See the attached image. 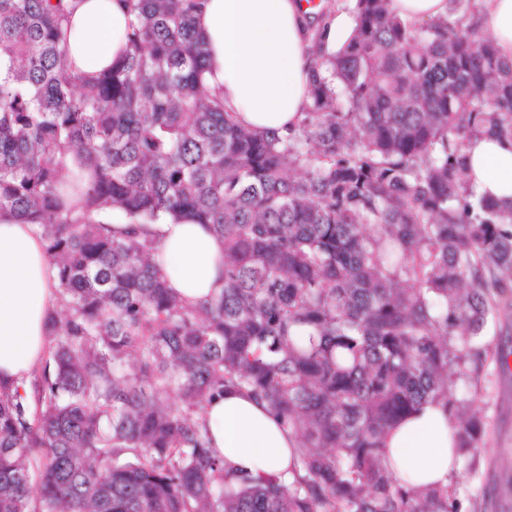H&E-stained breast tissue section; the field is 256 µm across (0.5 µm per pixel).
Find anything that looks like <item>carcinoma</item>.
I'll return each instance as SVG.
<instances>
[{
  "label": "carcinoma",
  "mask_w": 512,
  "mask_h": 512,
  "mask_svg": "<svg viewBox=\"0 0 512 512\" xmlns=\"http://www.w3.org/2000/svg\"><path fill=\"white\" fill-rule=\"evenodd\" d=\"M354 0L330 53L316 5L311 102L284 136L209 91L201 0H125L126 55L70 67L64 0H0V217L34 225L57 308L33 395L0 386V512H459L457 479L400 485L384 435L431 400L471 469L483 338L512 309V202L475 190L467 149L512 147V59L448 15ZM224 240L197 304L147 225ZM232 387L298 441L292 479L224 473L205 404Z\"/></svg>",
  "instance_id": "cac0c4a2"
}]
</instances>
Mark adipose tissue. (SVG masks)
I'll use <instances>...</instances> for the list:
<instances>
[{
  "label": "adipose tissue",
  "instance_id": "1",
  "mask_svg": "<svg viewBox=\"0 0 512 512\" xmlns=\"http://www.w3.org/2000/svg\"><path fill=\"white\" fill-rule=\"evenodd\" d=\"M68 53L91 75L126 51L122 0H72ZM305 0H204L196 17L208 53V86L222 93L236 121L286 134L309 104ZM473 16L498 54L512 58V0H475ZM480 192L512 199V149L490 139L470 149ZM155 245L171 288L191 304L224 286V242L203 224L155 225ZM56 270L33 225L0 219V383L29 385L43 363L47 324L56 307ZM211 445L224 468L255 479L285 473L297 442L267 404L229 388L205 409ZM457 429L443 404L429 401L392 428L387 464L404 486L448 485L459 471Z\"/></svg>",
  "mask_w": 512,
  "mask_h": 512
}]
</instances>
